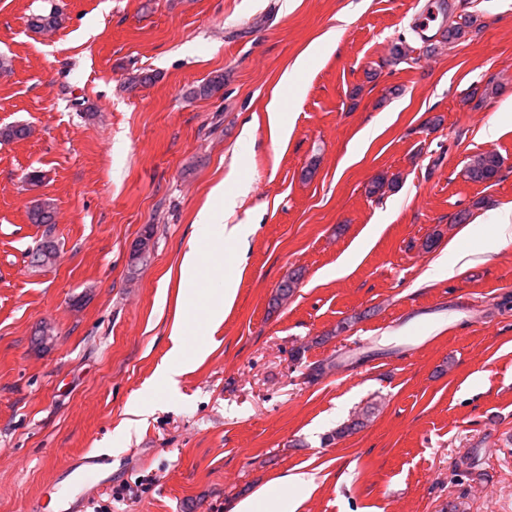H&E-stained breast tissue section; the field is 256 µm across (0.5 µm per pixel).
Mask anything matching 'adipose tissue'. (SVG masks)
I'll return each instance as SVG.
<instances>
[{
    "instance_id": "1",
    "label": "adipose tissue",
    "mask_w": 512,
    "mask_h": 512,
    "mask_svg": "<svg viewBox=\"0 0 512 512\" xmlns=\"http://www.w3.org/2000/svg\"><path fill=\"white\" fill-rule=\"evenodd\" d=\"M207 263V255L195 243L190 245L182 258L177 316L163 372L166 384L172 391L176 390L180 377L191 371L195 360L207 352L205 346L194 347L189 344L184 334L187 313L197 306H204V326L208 330H216L224 320L225 307L232 305L236 296L234 281L224 277L211 281L206 291H198L197 285ZM312 483L313 477L307 473L280 477L274 480L271 491L241 501L233 512H295L296 491L310 487Z\"/></svg>"
}]
</instances>
